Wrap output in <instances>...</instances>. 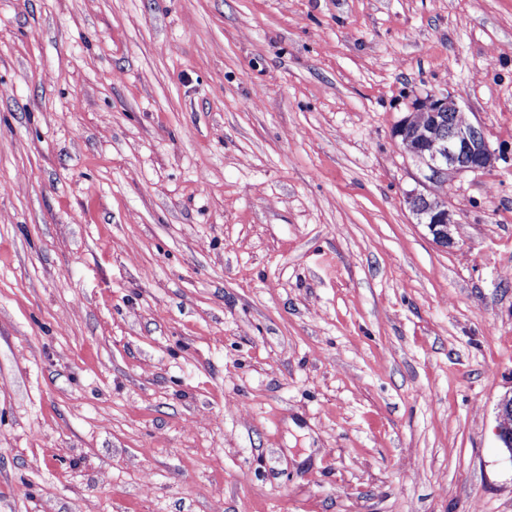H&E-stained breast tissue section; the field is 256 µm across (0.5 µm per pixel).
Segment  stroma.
Segmentation results:
<instances>
[{"mask_svg":"<svg viewBox=\"0 0 512 512\" xmlns=\"http://www.w3.org/2000/svg\"><path fill=\"white\" fill-rule=\"evenodd\" d=\"M507 396L512 0H0V512H512ZM416 112H443L429 120L436 130L448 134L439 147L424 154V161L431 172L429 179L436 182L448 171L477 172L491 166L494 152L485 139L482 129L467 116L454 99L446 93L434 94L427 103H419ZM448 113H453V123L448 128ZM420 196V195H419ZM419 196H416L412 200L413 210L415 211L420 223L426 224L427 227H430L431 233H435L437 237H442L444 234H448V246L454 244V238L452 236V227L456 222L454 221L452 214L448 208L441 202V199L436 198L434 200H429L424 197L428 203L429 207L426 209H422L418 205ZM421 198L420 205H426V201Z\"/></svg>","mask_w":512,"mask_h":512,"instance_id":"obj_1","label":"stroma"}]
</instances>
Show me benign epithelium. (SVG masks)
<instances>
[{
  "label": "benign epithelium",
  "instance_id": "1",
  "mask_svg": "<svg viewBox=\"0 0 512 512\" xmlns=\"http://www.w3.org/2000/svg\"><path fill=\"white\" fill-rule=\"evenodd\" d=\"M416 111L448 112L453 115L448 136L441 139L439 147L424 155L431 181H437L450 171L477 172L491 166L494 152L482 129L469 120L467 113L454 99L445 93H438L431 96L428 102L418 104ZM418 201L419 198H414L412 205L420 223L430 227L431 232L439 237L448 235V245H453L452 227L455 221L450 210L439 198L429 201L426 209L421 208Z\"/></svg>",
  "mask_w": 512,
  "mask_h": 512
}]
</instances>
